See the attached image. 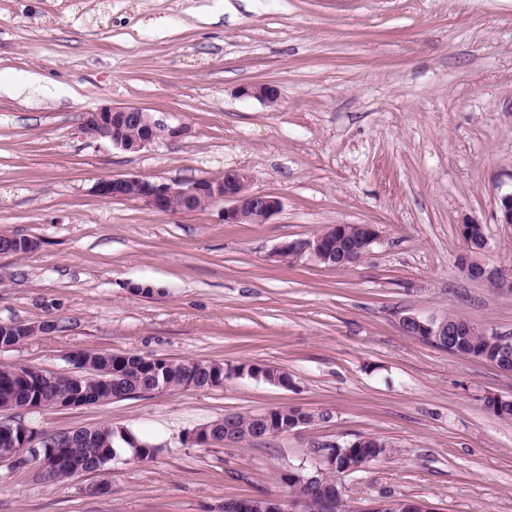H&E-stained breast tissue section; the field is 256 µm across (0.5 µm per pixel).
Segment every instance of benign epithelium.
I'll return each instance as SVG.
<instances>
[{
  "instance_id": "benign-epithelium-1",
  "label": "benign epithelium",
  "mask_w": 512,
  "mask_h": 512,
  "mask_svg": "<svg viewBox=\"0 0 512 512\" xmlns=\"http://www.w3.org/2000/svg\"><path fill=\"white\" fill-rule=\"evenodd\" d=\"M241 95L254 98L273 105L278 100L275 86L268 83H256L242 88ZM137 124L138 134L132 139L124 137L126 127ZM82 132L94 139H107L112 145L128 152H138L161 138H177L184 133L182 127H169L153 119L149 113L138 107L102 106L86 113L81 126ZM249 175L237 169L226 170L217 178L198 179L189 182H156L137 176L115 177L103 176L93 185V191L105 199L124 198L143 202L155 212L174 213L178 211H200L215 204L223 205V217L226 224H265L276 215L282 206L280 199L274 195L255 193L248 190ZM496 221L512 226V191L498 198ZM353 231L358 234L364 249L377 242L379 231L372 224H355ZM308 254L320 263L337 268H348L358 262L361 256L352 252L336 259L332 240L322 232L299 241L283 244L278 251L282 259H294ZM481 280L512 282V268L482 267ZM408 322L417 324L418 336H443L448 330V321L438 324L422 321L413 316L405 317ZM0 433L11 439H20L23 448H40L47 443V438L40 433L33 436L15 435V427L10 422L0 421ZM321 456L326 467L319 468L307 475L298 474L296 478L307 492L317 489L322 491L319 498L320 512H348L350 506L337 491L325 492V476L328 471L337 468L335 448L339 444H323ZM310 498L302 495L285 500L282 497H250L224 502V512H303V506ZM369 512H428L418 503H403L394 500L377 502Z\"/></svg>"
}]
</instances>
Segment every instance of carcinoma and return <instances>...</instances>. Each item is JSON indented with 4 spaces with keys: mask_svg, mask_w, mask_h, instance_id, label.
I'll use <instances>...</instances> for the list:
<instances>
[{
    "mask_svg": "<svg viewBox=\"0 0 512 512\" xmlns=\"http://www.w3.org/2000/svg\"><path fill=\"white\" fill-rule=\"evenodd\" d=\"M29 238L16 234H0V249L12 250L14 255L27 253L25 243ZM451 320L459 322L456 335L448 337V347L452 352L488 362L500 367L512 364V358L504 355L497 347V338L487 336L479 329L467 327V320L453 316ZM91 363L83 373L80 383H75L71 376L55 375L28 367L20 369L13 365H0V409L17 410L27 405L38 389H43L53 397H74L80 392H93L104 402L112 398H123L134 391L149 390L158 381L173 391L183 388L187 381H192L200 388H220L228 374L224 364L212 361H167L154 360L137 353L122 355L109 353L90 354ZM112 369V381H102L101 372ZM485 407L497 418L512 421V400L489 399ZM274 428L292 426L299 408H278L270 411ZM134 435L123 430L118 431L109 426L94 429H76L60 433L59 449L61 454L75 456L81 464L82 473L92 474L104 471L112 461L114 453H120L127 459L145 462L154 459L158 448L150 441H141V447H131ZM390 451L387 443L373 437L359 438L337 460V472L343 473L362 457L370 455L378 459Z\"/></svg>",
    "mask_w": 512,
    "mask_h": 512,
    "instance_id": "carcinoma-1",
    "label": "carcinoma"
}]
</instances>
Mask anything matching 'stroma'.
Wrapping results in <instances>:
<instances>
[{
	"label": "stroma",
	"mask_w": 512,
	"mask_h": 512,
	"mask_svg": "<svg viewBox=\"0 0 512 512\" xmlns=\"http://www.w3.org/2000/svg\"><path fill=\"white\" fill-rule=\"evenodd\" d=\"M277 87L275 105L240 96ZM135 106L184 135L132 153L80 129ZM242 169L276 195L265 224L220 206L159 213L108 200L102 176L187 182ZM512 0H0V323L61 328L0 350V364L73 373L76 349L234 367L216 389L137 393L20 412L43 434L109 425L160 444L150 461L54 484L0 459V512H222L287 496L325 442H388L336 474L355 512L380 499L429 512H512V422L484 405L512 373L407 335L401 320L460 316L512 332V292L468 278L458 224L484 226L481 261L512 265ZM334 224L380 238L348 268L277 257ZM150 287L137 294L133 285ZM294 407L313 424L243 443L189 444L229 413ZM106 482L105 491L89 485Z\"/></svg>",
	"instance_id": "1"
}]
</instances>
